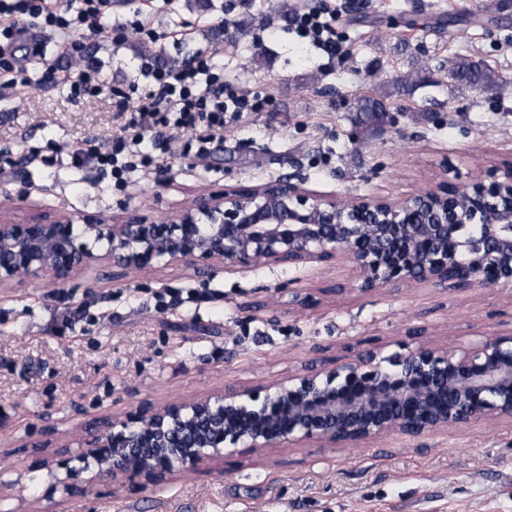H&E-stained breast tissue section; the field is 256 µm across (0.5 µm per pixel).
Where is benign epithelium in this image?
Wrapping results in <instances>:
<instances>
[{
  "label": "benign epithelium",
  "mask_w": 512,
  "mask_h": 512,
  "mask_svg": "<svg viewBox=\"0 0 512 512\" xmlns=\"http://www.w3.org/2000/svg\"><path fill=\"white\" fill-rule=\"evenodd\" d=\"M106 258L128 271L336 262L362 293L419 285L512 291V160L468 184L443 180L400 199L338 200L285 176L203 194L159 221L18 219L0 206V286L61 283ZM276 299L290 309L313 302L286 288ZM488 420L512 421V333L454 348L369 351L273 383L145 409L86 435L77 459H94L115 482L137 479L155 490L228 453L370 444Z\"/></svg>",
  "instance_id": "benign-epithelium-1"
}]
</instances>
